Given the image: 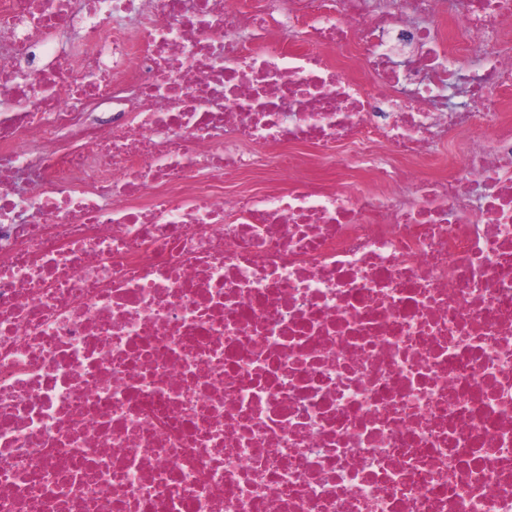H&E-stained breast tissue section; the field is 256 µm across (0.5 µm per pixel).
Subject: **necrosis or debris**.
Listing matches in <instances>:
<instances>
[{"mask_svg":"<svg viewBox=\"0 0 512 512\" xmlns=\"http://www.w3.org/2000/svg\"><path fill=\"white\" fill-rule=\"evenodd\" d=\"M0 512H512V0H0Z\"/></svg>","mask_w":512,"mask_h":512,"instance_id":"necrosis-or-debris-1","label":"necrosis or debris"}]
</instances>
